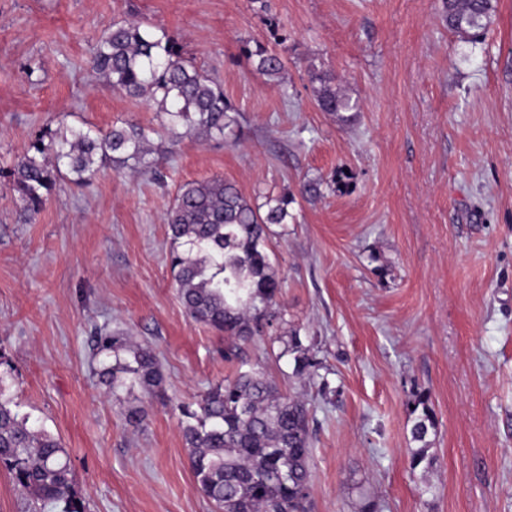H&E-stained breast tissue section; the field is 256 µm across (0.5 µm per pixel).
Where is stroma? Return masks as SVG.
I'll return each instance as SVG.
<instances>
[{
	"mask_svg": "<svg viewBox=\"0 0 512 512\" xmlns=\"http://www.w3.org/2000/svg\"><path fill=\"white\" fill-rule=\"evenodd\" d=\"M479 41L443 0H0V354L5 395L58 437L87 512H217L197 489L172 406L234 376L223 334L194 321L167 262L179 186L221 176L253 203L295 193L268 227L283 285L280 341L243 343L304 397L313 421L307 512H512V0ZM166 29L224 89L238 134L157 135L158 112L101 84L88 60L113 23ZM259 42L285 71L258 72ZM359 110L321 111L314 73ZM125 122L165 175L107 165L60 178L26 217L6 175L44 129ZM320 193L299 197L300 182ZM150 345L170 406L148 416L101 384L96 328ZM313 340L332 393L293 375L282 338ZM437 429L412 467L415 401Z\"/></svg>",
	"mask_w": 512,
	"mask_h": 512,
	"instance_id": "35a3bbf8",
	"label": "stroma"
}]
</instances>
